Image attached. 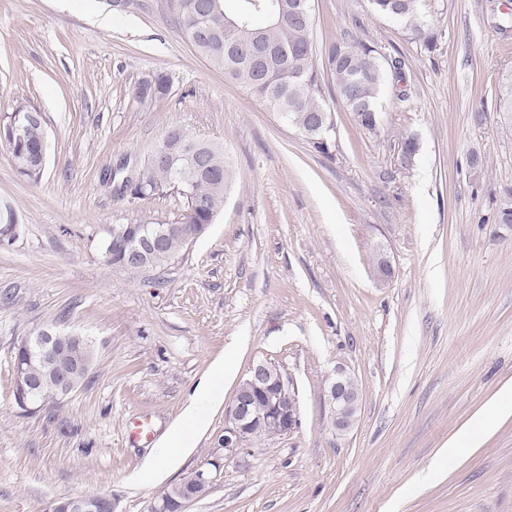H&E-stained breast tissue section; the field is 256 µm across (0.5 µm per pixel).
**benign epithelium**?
Segmentation results:
<instances>
[{"label": "benign epithelium", "mask_w": 512, "mask_h": 512, "mask_svg": "<svg viewBox=\"0 0 512 512\" xmlns=\"http://www.w3.org/2000/svg\"><path fill=\"white\" fill-rule=\"evenodd\" d=\"M180 234L187 245L194 244L201 233L191 224H146L138 242L129 245L132 267L151 269L149 256L170 233ZM377 263L372 272L380 283L388 282L393 275L390 256L382 247L376 248ZM34 345V357L50 365L56 383L55 391L42 393V380L23 366H14L15 392L24 407L47 400H59L75 389L74 368L69 361L66 344L50 329L38 331L28 337ZM328 400L332 407L336 432L344 434L356 423L361 408L362 395L354 378L342 366H337L328 387ZM298 424V405L292 397L288 379L274 365L266 361L254 363L240 383L228 408L221 442L224 455L235 456L251 442L255 430H263L268 437L284 436ZM112 501L96 493L71 497L59 501L53 512H98L102 500Z\"/></svg>", "instance_id": "1"}]
</instances>
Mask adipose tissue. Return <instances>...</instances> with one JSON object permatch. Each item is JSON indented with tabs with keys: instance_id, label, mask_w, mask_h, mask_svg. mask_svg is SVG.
I'll return each mask as SVG.
<instances>
[{
	"instance_id": "adipose-tissue-1",
	"label": "adipose tissue",
	"mask_w": 512,
	"mask_h": 512,
	"mask_svg": "<svg viewBox=\"0 0 512 512\" xmlns=\"http://www.w3.org/2000/svg\"><path fill=\"white\" fill-rule=\"evenodd\" d=\"M232 357L217 358L208 375L198 384L186 403L180 418L172 424L159 446L146 463V471L155 478H162L170 469L180 464L194 448V438L205 424L209 413L223 401L221 386L225 378L233 375Z\"/></svg>"
}]
</instances>
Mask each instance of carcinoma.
I'll return each mask as SVG.
<instances>
[{
  "label": "carcinoma",
  "mask_w": 512,
  "mask_h": 512,
  "mask_svg": "<svg viewBox=\"0 0 512 512\" xmlns=\"http://www.w3.org/2000/svg\"><path fill=\"white\" fill-rule=\"evenodd\" d=\"M210 24L218 34L200 39L195 33L197 0H175L176 23L184 39L197 56L224 77L247 88L253 95L279 106L273 111L322 153L328 148L318 141L316 127L311 119L327 108L321 102V89L316 68V47L313 39V18L300 11V4L312 0H234L232 9L226 8L227 0H206ZM372 11L404 26L422 41L425 49L433 51L438 35L419 14L416 0H370ZM263 29V39L280 49L262 70L248 58L237 54L231 45L248 37V30ZM376 50L356 40L342 39L328 51L330 71L336 80L337 92L352 114H360L358 126L371 132L380 123L378 100L380 91L389 78V70L377 62ZM169 80L157 75L141 82L135 89V98L144 103L165 94ZM31 106L20 103L12 108L0 123V141L6 143L12 158L32 160L39 155L42 129L29 120ZM496 112L501 125L512 129V77L505 79L497 94ZM21 127L25 134L13 139L11 131ZM204 155L210 168L193 178L183 195L188 224H195L205 231L224 210L226 192L234 179V170L224 144L208 141ZM178 173L164 167L150 166L146 170L145 184L133 190L140 199L170 193ZM10 223L0 222V245L13 242L19 230L18 219L9 207L5 208ZM186 248L178 236L166 238L164 246L152 255V265L164 266L179 257Z\"/></svg>",
  "instance_id": "cac0c4a2"
}]
</instances>
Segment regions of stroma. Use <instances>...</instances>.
<instances>
[{"label": "stroma", "instance_id": "stroma-1", "mask_svg": "<svg viewBox=\"0 0 512 512\" xmlns=\"http://www.w3.org/2000/svg\"><path fill=\"white\" fill-rule=\"evenodd\" d=\"M434 50L369 0H314L322 97L334 130L317 151L246 88L197 58L172 0L131 11L104 0H0V120L43 115L47 161L21 176L0 142V204L21 226L0 247V512H52L82 493L150 512L194 470L219 462L188 512H512V131L497 123L512 74V0H418ZM355 39L402 76L381 92L378 134L336 91L329 46ZM164 73L147 103L132 91ZM406 102H398L399 93ZM178 128L224 143L235 181L206 236L169 265L106 263L116 224H171L178 196L137 199L108 176L139 165ZM417 152L402 160L401 139ZM481 159L470 166L471 155ZM394 274L371 273L376 246ZM53 326L89 337L97 360L78 391L24 410L15 346ZM232 354L231 403L249 366L276 365L298 401L291 433L228 458L226 411L162 479L144 464L214 359ZM344 366L362 392L337 434L327 386ZM142 421L152 439L133 438ZM473 440H465V433Z\"/></svg>", "mask_w": 512, "mask_h": 512}]
</instances>
